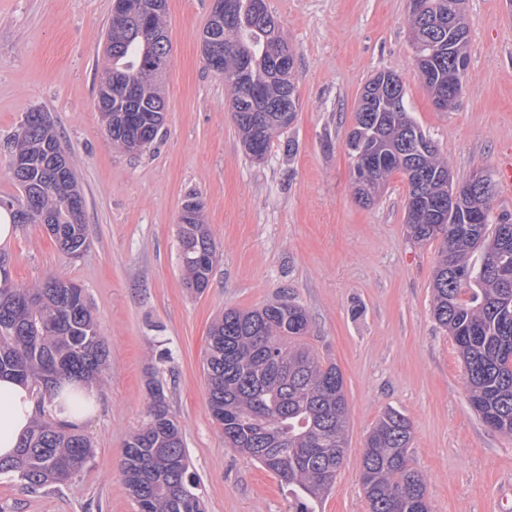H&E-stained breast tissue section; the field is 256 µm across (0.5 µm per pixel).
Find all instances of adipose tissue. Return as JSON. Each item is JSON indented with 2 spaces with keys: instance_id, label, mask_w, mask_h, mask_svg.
I'll return each instance as SVG.
<instances>
[{
  "instance_id": "obj_1",
  "label": "adipose tissue",
  "mask_w": 512,
  "mask_h": 512,
  "mask_svg": "<svg viewBox=\"0 0 512 512\" xmlns=\"http://www.w3.org/2000/svg\"><path fill=\"white\" fill-rule=\"evenodd\" d=\"M37 412L36 389L10 377H0V457H9L30 429Z\"/></svg>"
}]
</instances>
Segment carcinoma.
<instances>
[{"label":"carcinoma","instance_id":"carcinoma-1","mask_svg":"<svg viewBox=\"0 0 512 512\" xmlns=\"http://www.w3.org/2000/svg\"><path fill=\"white\" fill-rule=\"evenodd\" d=\"M224 81L235 90L233 121L247 156L260 160L255 144L269 151L290 128L282 112H298L294 57L266 0H224ZM408 24L417 70L440 110L454 107L462 85L448 89V70L469 66L464 0H409ZM165 15L110 17L107 64L98 91L108 90L112 111L99 109L108 137L119 149L137 130L158 136L164 116L159 81L170 43L156 39ZM250 70L237 81L242 61ZM138 92L139 124L123 119L125 92ZM347 146L375 156L367 175L354 181L364 205L374 203L395 174L409 185L407 238L440 244L432 280V312L452 337L465 368L469 402L480 419L512 436V222L491 223L496 181L479 193L471 180L459 184L433 141L409 115L405 89L393 71L365 84ZM60 152L45 113L28 112L11 145L19 196L0 198V211L33 204L32 224H43L73 257L87 250L84 200L73 170L66 192L54 186L50 151ZM179 217L184 281L208 287L217 247L195 197ZM310 318L300 304L275 299L248 311L227 309L209 329L204 371L208 406L224 441L256 460L288 486L291 512H319L347 449V401L342 373L305 342ZM109 352L93 307L79 286L56 277L34 286L12 281L0 253V375L31 382L52 396L65 381L100 384ZM143 425L124 445L122 469L139 512H205L195 492L181 429L157 381ZM412 426L397 410L379 419L366 438L361 481L370 512H430L423 475L408 456ZM93 450L88 438L63 424L34 421L14 455L0 458V474H15L30 487L61 484L81 472Z\"/></svg>","mask_w":512,"mask_h":512}]
</instances>
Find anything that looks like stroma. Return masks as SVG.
<instances>
[{"label":"stroma","instance_id":"stroma-1","mask_svg":"<svg viewBox=\"0 0 512 512\" xmlns=\"http://www.w3.org/2000/svg\"><path fill=\"white\" fill-rule=\"evenodd\" d=\"M295 55L296 120L262 161L244 153L232 90L204 60L212 0H168L165 123L139 154L116 148L96 106L112 0H0V197H13L10 143L27 112L49 115L85 197L88 250L64 254L41 224L0 244L15 282L81 286L109 349L97 412L79 430L94 453L72 480L34 490L0 475V512H138L122 473L157 379L178 420L206 512H289L280 479L224 441L203 358L224 310L291 296L308 344L336 363L348 448L321 512H370L360 474L388 410L412 425L431 512H512V437L473 411L456 345L432 316L438 243L405 235L409 186L394 175L365 206L347 136L365 83L396 72L412 119L457 182L512 155V0H466L470 61L456 107L438 110L413 62L408 0H266ZM201 202L217 247L203 292L188 290L178 218Z\"/></svg>","mask_w":512,"mask_h":512}]
</instances>
